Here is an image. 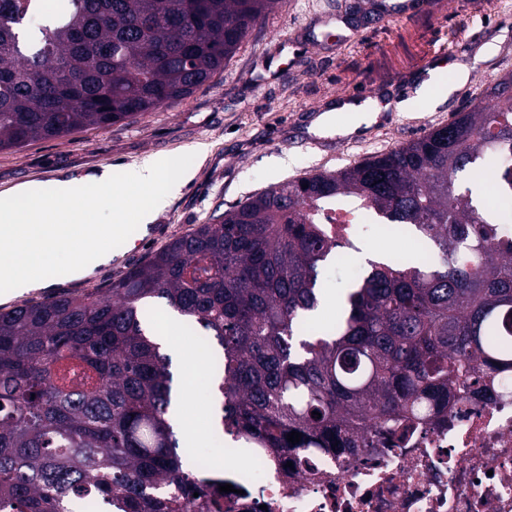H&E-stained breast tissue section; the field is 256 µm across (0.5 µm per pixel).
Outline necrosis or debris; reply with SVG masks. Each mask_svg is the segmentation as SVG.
I'll use <instances>...</instances> for the list:
<instances>
[{
	"instance_id": "obj_1",
	"label": "necrosis or debris",
	"mask_w": 512,
	"mask_h": 512,
	"mask_svg": "<svg viewBox=\"0 0 512 512\" xmlns=\"http://www.w3.org/2000/svg\"><path fill=\"white\" fill-rule=\"evenodd\" d=\"M369 438L372 447L339 454L306 448L291 470L294 449L276 463L254 447L201 472L233 485L227 512H512V375L491 397L455 384L447 408L403 440L380 427Z\"/></svg>"
}]
</instances>
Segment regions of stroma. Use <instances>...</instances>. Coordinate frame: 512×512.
Instances as JSON below:
<instances>
[{
	"mask_svg": "<svg viewBox=\"0 0 512 512\" xmlns=\"http://www.w3.org/2000/svg\"><path fill=\"white\" fill-rule=\"evenodd\" d=\"M372 9L373 0H276L262 27L248 32L223 71L189 96L133 122L86 127L0 150V191L104 167L118 173L149 152L172 155L176 169H194V178L171 194L156 217L148 241H126L112 263L69 287L89 293L117 282L172 239L211 223L215 209H229L314 170H336L388 152L448 124L468 100L483 98L488 87L512 73V0H432L429 10L414 18L365 30L350 42L334 40L323 51L307 49L309 36L327 33L326 15L341 10L364 21ZM438 52L471 69L464 97L435 107L418 100L413 111L380 113L377 121L347 136L310 134L312 122L338 93L415 77ZM278 66L284 69L281 80L266 82L265 70ZM359 246L323 268L321 320L335 319L345 288L365 275L366 257L412 252L408 243L385 236L365 237ZM173 333L185 347L183 372L194 377L187 394L196 430L191 441L196 453L223 465V445L211 430V357L194 344L193 328L177 320Z\"/></svg>",
	"mask_w": 512,
	"mask_h": 512,
	"instance_id": "stroma-1",
	"label": "stroma"
}]
</instances>
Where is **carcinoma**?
Wrapping results in <instances>:
<instances>
[{"label": "carcinoma", "mask_w": 512, "mask_h": 512, "mask_svg": "<svg viewBox=\"0 0 512 512\" xmlns=\"http://www.w3.org/2000/svg\"><path fill=\"white\" fill-rule=\"evenodd\" d=\"M0 0V150L129 122L224 70L275 0ZM512 74L447 125L353 166L274 184L152 253L117 283L0 310V512H207L167 416L155 300L215 351L224 433L277 453L368 448L367 430L440 407L460 380L512 370ZM307 188H302V185ZM354 201L425 242L369 259L315 331L322 268L352 243ZM319 412L320 416L313 415ZM302 434L292 444L287 434ZM199 496H194V493Z\"/></svg>", "instance_id": "obj_1"}]
</instances>
